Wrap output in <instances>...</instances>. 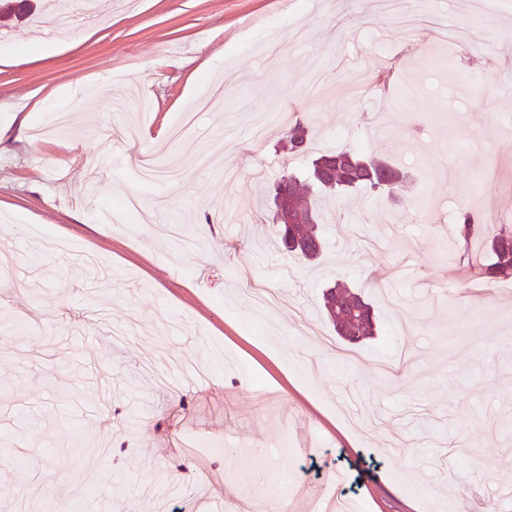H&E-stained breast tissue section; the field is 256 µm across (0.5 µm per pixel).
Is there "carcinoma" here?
Instances as JSON below:
<instances>
[{"label": "carcinoma", "mask_w": 512, "mask_h": 512, "mask_svg": "<svg viewBox=\"0 0 512 512\" xmlns=\"http://www.w3.org/2000/svg\"><path fill=\"white\" fill-rule=\"evenodd\" d=\"M308 144V130L298 123L288 130L289 150L302 153ZM311 185L291 172H284L270 188L272 198L279 195H297L308 200L309 219L304 224L285 222L278 213H273L278 236L284 251L294 253L306 260L317 259L324 250L325 241L319 224L315 197L310 189L326 195L347 191L358 187H368L380 193H392L404 182V175L396 168L380 159L365 156L351 150L324 153L313 161L309 173ZM476 218L466 206L457 211L458 233L442 246V251L453 254L462 247H468L475 235ZM490 243L494 262L486 264L485 274L490 281L512 275V225L501 224L493 235L485 238ZM324 308L336 336L350 344H356L374 335L376 318L372 307L360 294L351 291L346 285L336 283L323 295Z\"/></svg>", "instance_id": "cac0c4a2"}]
</instances>
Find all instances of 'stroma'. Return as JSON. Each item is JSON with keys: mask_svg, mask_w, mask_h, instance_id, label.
<instances>
[{"mask_svg": "<svg viewBox=\"0 0 512 512\" xmlns=\"http://www.w3.org/2000/svg\"><path fill=\"white\" fill-rule=\"evenodd\" d=\"M60 36L28 22L0 39V512H224L255 502L312 512L324 485L356 512H512V276L463 303L479 277L447 259L448 214L471 175L512 222V0H427L469 38L430 42L395 11L415 0H140ZM447 76L454 104L411 80ZM230 75L222 108L206 86ZM390 82L384 158L407 180L326 201V250L308 263L275 246L254 210L265 182L314 155L376 151L358 76ZM148 97L125 116L122 149L108 80ZM58 110L68 133L50 130ZM286 114L259 151L252 126ZM309 129L291 154L288 125ZM184 175L147 184L130 151ZM138 195L153 223L125 204ZM407 269L387 305L377 271ZM361 292L376 336L339 339L322 291Z\"/></svg>", "mask_w": 512, "mask_h": 512, "instance_id": "35a3bbf8", "label": "stroma"}]
</instances>
